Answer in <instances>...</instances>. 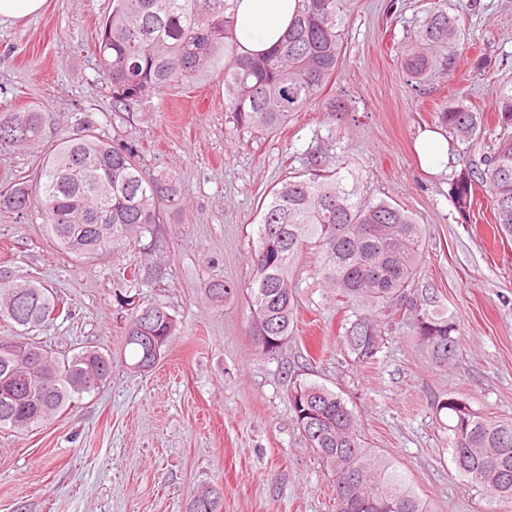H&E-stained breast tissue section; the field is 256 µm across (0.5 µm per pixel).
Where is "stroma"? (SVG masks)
<instances>
[{
	"mask_svg": "<svg viewBox=\"0 0 512 512\" xmlns=\"http://www.w3.org/2000/svg\"><path fill=\"white\" fill-rule=\"evenodd\" d=\"M434 0H340L346 60L320 100L286 128L256 138L224 109V81L197 84L112 109L96 55L110 0H46L36 16L0 27V107L45 112L46 136L67 137L79 119L132 145L144 168L172 175L179 196L162 210L155 247L96 262L58 251L34 213L0 209V263L31 277L69 312L34 330L42 345L111 354L112 375L73 411L30 432L0 430V512H186L190 494L224 491L221 512H336L330 473L298 429L290 380L340 394L372 452L408 475L429 512H512V502L465 487L438 400L455 397L488 416H512V237L495 236L484 192L469 218L450 183L460 145L436 174L414 149L439 131L442 109L460 103L492 115V92L512 84V0H447L468 45L455 72L426 93L406 82L397 47ZM346 109L330 112L329 98ZM348 163L362 195L409 210L423 229L416 282L460 325V349L435 367L406 322L385 329L374 362L357 365L343 343L344 315L318 273L315 248L292 273L296 314L279 354L257 349L246 290L254 270L259 203L287 176L308 173L316 155ZM44 144L0 148V186L32 178ZM148 270L141 292L167 302L179 333L157 366L134 373L121 361L124 317L114 297L131 262ZM238 295L213 302L214 281Z\"/></svg>",
	"mask_w": 512,
	"mask_h": 512,
	"instance_id": "35a3bbf8",
	"label": "stroma"
}]
</instances>
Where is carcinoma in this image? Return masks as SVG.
Instances as JSON below:
<instances>
[{
	"label": "carcinoma",
	"mask_w": 512,
	"mask_h": 512,
	"mask_svg": "<svg viewBox=\"0 0 512 512\" xmlns=\"http://www.w3.org/2000/svg\"><path fill=\"white\" fill-rule=\"evenodd\" d=\"M235 0H111L99 27L101 69L112 85V108L121 111L155 95L224 77V108L241 129L264 135L317 101L345 57L337 0H302L287 37L257 57L238 55ZM465 46L459 18L438 4L428 9L398 54L414 89L448 77ZM493 138L484 142L483 113L455 106L442 113L464 145L462 169L450 196L463 217L474 191L490 195L499 231L512 236V88L494 91ZM45 115L0 109V146L42 142ZM359 175L339 165L278 182L260 205L255 271L249 291L250 331L264 355L279 353L292 332L296 295L291 270L299 250L320 254L318 269L336 301L347 309L344 340L352 361L370 363L383 346V330L399 312L411 320L416 345L437 367L452 362L459 326L435 300L414 288L423 253L421 225L404 207L374 201L358 190ZM175 181L141 168L133 148L95 133L89 121L54 145L35 184L0 187V209L36 208L46 237L84 261L137 247L155 237L162 208L176 200ZM131 271L114 291L128 311L125 348L131 368L150 370L177 335L179 322L161 300L140 297ZM217 302L237 295L234 285L207 288ZM60 311L58 297L0 268V318L24 336ZM112 374V356L97 350L57 353L34 341L0 340V429L29 431L61 414ZM294 420L335 477L336 512H428L406 475L365 445L356 416L337 393L317 383L293 382ZM451 420L450 447L458 475L469 487L512 500V419L488 420L458 398L437 401ZM219 487L194 492L187 512H220Z\"/></svg>",
	"instance_id": "obj_1"
}]
</instances>
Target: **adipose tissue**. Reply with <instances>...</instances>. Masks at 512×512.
<instances>
[{"label": "adipose tissue", "mask_w": 512, "mask_h": 512, "mask_svg": "<svg viewBox=\"0 0 512 512\" xmlns=\"http://www.w3.org/2000/svg\"><path fill=\"white\" fill-rule=\"evenodd\" d=\"M299 2L236 0L234 35L239 54H261L280 43L288 33Z\"/></svg>", "instance_id": "1"}]
</instances>
